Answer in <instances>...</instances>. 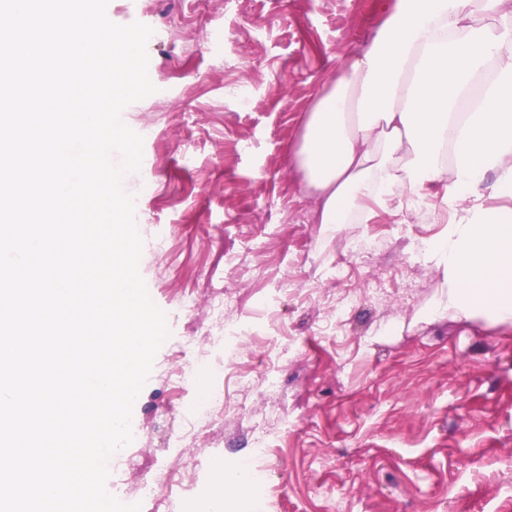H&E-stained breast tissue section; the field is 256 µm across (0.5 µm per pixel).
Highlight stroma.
Segmentation results:
<instances>
[{
    "instance_id": "stroma-1",
    "label": "stroma",
    "mask_w": 512,
    "mask_h": 512,
    "mask_svg": "<svg viewBox=\"0 0 512 512\" xmlns=\"http://www.w3.org/2000/svg\"><path fill=\"white\" fill-rule=\"evenodd\" d=\"M379 2L109 0L112 22L153 30L156 91L121 113L144 135L122 186L139 203V272L170 330L133 409L139 442L109 459L118 500L136 495L144 470L190 455L202 466L185 479L210 495L214 463L235 469L252 437L231 421L191 428L172 404L216 384L234 391L242 373L254 382L250 424L275 438L258 512H512V322L436 314L442 272L408 266L418 239L448 229L439 187L423 210L396 200L365 224H322L294 163L306 112L369 44ZM365 238L373 254L353 256ZM389 270L393 293H359L324 330L345 288ZM213 285L239 296L233 320L208 314ZM269 353L281 358L274 389ZM202 355L226 375L198 372ZM181 369L195 377L178 399L169 377Z\"/></svg>"
}]
</instances>
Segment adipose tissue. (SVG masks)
I'll use <instances>...</instances> for the list:
<instances>
[{
	"instance_id": "ef3b65f1",
	"label": "adipose tissue",
	"mask_w": 512,
	"mask_h": 512,
	"mask_svg": "<svg viewBox=\"0 0 512 512\" xmlns=\"http://www.w3.org/2000/svg\"><path fill=\"white\" fill-rule=\"evenodd\" d=\"M296 156L323 224L365 222L370 200L425 204L442 184L451 219L428 251L445 311L512 321V0H396L307 112ZM488 180L507 206L484 207Z\"/></svg>"
}]
</instances>
